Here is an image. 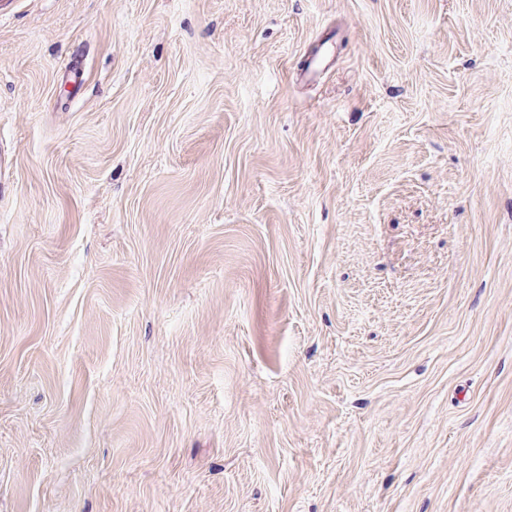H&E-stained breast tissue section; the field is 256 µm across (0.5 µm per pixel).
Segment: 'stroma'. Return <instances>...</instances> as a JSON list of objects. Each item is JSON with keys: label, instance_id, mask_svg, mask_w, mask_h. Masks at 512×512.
Wrapping results in <instances>:
<instances>
[{"label": "stroma", "instance_id": "obj_1", "mask_svg": "<svg viewBox=\"0 0 512 512\" xmlns=\"http://www.w3.org/2000/svg\"><path fill=\"white\" fill-rule=\"evenodd\" d=\"M0 512H512V0H0Z\"/></svg>", "mask_w": 512, "mask_h": 512}]
</instances>
